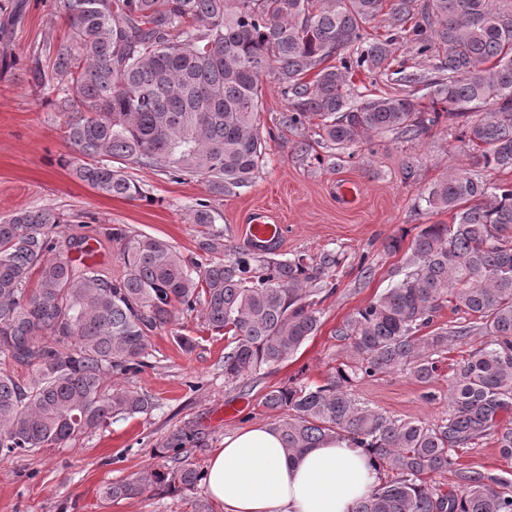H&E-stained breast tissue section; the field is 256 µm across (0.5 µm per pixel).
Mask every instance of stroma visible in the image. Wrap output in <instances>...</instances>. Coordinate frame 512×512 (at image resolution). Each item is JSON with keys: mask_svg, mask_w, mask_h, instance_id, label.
Returning <instances> with one entry per match:
<instances>
[{"mask_svg": "<svg viewBox=\"0 0 512 512\" xmlns=\"http://www.w3.org/2000/svg\"><path fill=\"white\" fill-rule=\"evenodd\" d=\"M14 11L20 18L10 43L0 45V216L31 208L69 216V223L57 229L59 238L75 232L96 238L93 262L115 275L123 270L119 249L100 236L112 225L164 239L183 259L196 257L208 229L189 223L187 213L207 195L200 178L176 183L162 172L132 165L128 172L144 190L143 197L132 200L98 195L58 165V157L68 152L63 117L34 93L27 64L31 48L60 39L63 28L50 21L51 0H0V19ZM261 84L266 154L251 184L216 201L217 229L225 249L248 247L242 219L260 214L283 227L275 247L279 257L336 249L341 263L332 280L335 291L321 305L319 331L282 364L231 382L224 378L223 335L208 329L201 312H177L152 336L148 367L115 378L148 395L152 409L113 419L64 447L0 460V512H196L198 502L208 497L202 485L192 492L148 493L118 502L104 499L101 490L157 465V448L179 430L197 433L199 446L190 459L203 468L226 435L274 424L277 414L264 406L265 394L289 384H324L340 361L336 327L397 278L404 248L423 227L450 223V214L427 210L422 195L449 170L474 167L473 153L459 148L453 129L442 125L412 141L381 133L351 156L327 147L313 128L284 124L287 100L273 76H263ZM409 155L419 164L407 181L402 161ZM344 183L353 186L352 198L341 197ZM393 237L400 238L401 252L388 250ZM180 334L194 338L191 351L177 343ZM352 393L359 402L403 419L434 423L448 412L444 375L430 384L407 373L368 379L356 383ZM457 457L458 467L467 470L512 475V460L489 438L459 450Z\"/></svg>", "mask_w": 512, "mask_h": 512, "instance_id": "obj_1", "label": "stroma"}]
</instances>
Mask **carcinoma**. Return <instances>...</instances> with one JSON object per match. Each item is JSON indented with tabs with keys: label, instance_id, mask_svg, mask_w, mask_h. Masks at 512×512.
<instances>
[{
	"label": "carcinoma",
	"instance_id": "cac0c4a2",
	"mask_svg": "<svg viewBox=\"0 0 512 512\" xmlns=\"http://www.w3.org/2000/svg\"><path fill=\"white\" fill-rule=\"evenodd\" d=\"M390 13L377 38L363 24ZM67 27L32 50V88L66 116L65 165L94 192L143 197L125 172L133 164L180 181L204 180L209 197L190 208L193 224H215L211 205L250 184L266 149L261 76L274 75L288 101L286 122L317 126L349 149L367 135L413 139L453 120L485 169L512 171V8L499 0H52ZM410 44L434 76L395 71L413 93H351V75L388 64ZM428 224L413 239L404 270L378 298L340 324L343 360L322 385L284 386L264 398L284 448L295 455L329 438H348L379 469L394 472L353 512H512V479L461 471L456 451L493 437L512 458V182L488 184L464 170L427 188ZM51 208L0 217V458L59 447L116 417L151 408L112 374L147 366L151 335L178 311L201 309L224 333V378L237 380L291 358L320 328L321 282L340 264L334 250L292 259L254 245L224 259L221 235L186 261L167 241L107 229L123 271L104 272L70 253H87ZM461 325L431 329L445 306ZM465 355L448 377V416L402 419L363 406L353 383L407 372L439 376L448 347ZM27 367V383L8 365ZM180 431L158 450L164 463L103 488L114 501L153 490L187 492L203 480ZM448 472L459 482L434 480Z\"/></svg>",
	"mask_w": 512,
	"mask_h": 512
}]
</instances>
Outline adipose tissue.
Returning <instances> with one entry per match:
<instances>
[{
  "label": "adipose tissue",
  "instance_id": "obj_1",
  "mask_svg": "<svg viewBox=\"0 0 512 512\" xmlns=\"http://www.w3.org/2000/svg\"><path fill=\"white\" fill-rule=\"evenodd\" d=\"M379 478L364 449L347 440L293 458L268 425L226 436L206 468L207 491L224 512H352Z\"/></svg>",
  "mask_w": 512,
  "mask_h": 512
}]
</instances>
